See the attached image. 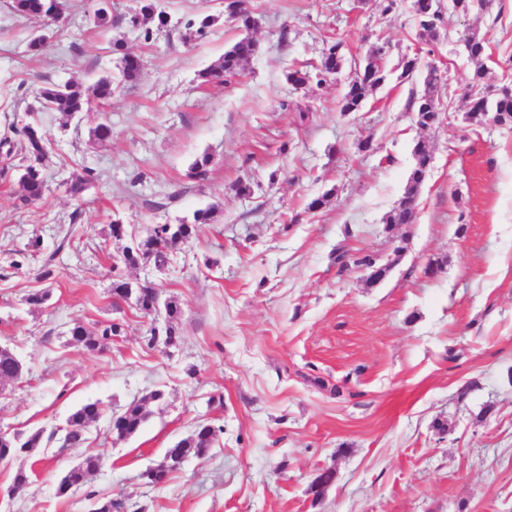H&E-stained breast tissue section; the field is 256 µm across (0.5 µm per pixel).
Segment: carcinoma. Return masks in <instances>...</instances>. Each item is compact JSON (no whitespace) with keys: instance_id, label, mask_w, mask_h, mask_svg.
<instances>
[{"instance_id":"carcinoma-1","label":"carcinoma","mask_w":512,"mask_h":512,"mask_svg":"<svg viewBox=\"0 0 512 512\" xmlns=\"http://www.w3.org/2000/svg\"><path fill=\"white\" fill-rule=\"evenodd\" d=\"M15 12L28 17L59 18L64 10V0H12ZM413 14L420 28V37L433 39L437 36L439 28L444 24V15L436 7L435 0H413ZM224 15L235 22L238 28L245 31L230 48L225 50L224 56L200 77L204 82H226L240 75L244 65L259 52L258 42L250 35V31L258 26V19L253 16L246 6V0H231L224 4ZM157 22V27L167 25L161 13L154 10V0H140L138 13L131 17V22L140 20ZM463 48L468 59L474 64V72L470 80L468 91L469 106L465 120L481 127L491 120L500 126L512 127V86L500 87L490 90L483 85L487 74L485 55L488 42L485 38L473 33L463 39ZM112 52L120 53L119 76H103L89 87L77 82L64 84H51L40 87L34 91V99L38 103V112H57L69 120L75 114L93 111L96 102L109 100L121 84H133L138 81L142 71L141 57L123 51L122 45L113 43ZM388 46L382 44L371 48L369 62L360 75L354 76L344 87L339 101L340 112H357L363 106L370 92L384 84L388 78L387 57ZM345 65L342 52V42L332 41L324 49L317 72L312 74L308 70L294 69L288 72L286 78L295 89L306 87L311 80L321 82L325 77L341 71ZM439 83V69L435 65L427 66L422 87L411 92L410 109L415 113L416 123L424 128L434 126L438 119L440 108L437 104L435 92ZM18 133L25 140V151L29 163L21 166L18 178V199L24 204L34 203L43 198L47 182L43 173V162L48 154L49 139L41 127L34 121L25 124ZM414 165L407 179V187L398 205L386 216L387 224H413L417 217L415 199L419 186L423 182L433 159V151L429 142L419 140L413 147ZM209 157L203 155L197 158L189 167L188 177L203 181L208 176ZM210 220V211L198 210L194 213L193 222L189 224H156L149 229L147 235L132 246L123 248L120 257L121 263L133 267L142 260H152L157 267H165L173 260V247L196 235L199 225L207 224ZM162 293L149 286H141L134 291V302L137 309L145 317L151 318L147 345L155 346L157 343H167L177 338L175 320L181 314L177 301L171 297L164 299L162 305L167 320L157 325V319L152 317L155 301L161 298ZM122 325L112 322L100 329L91 330L83 322L77 321L70 329L71 339L89 351H101L107 348L112 338L121 335ZM22 366L8 349L0 350V381L5 383L20 379ZM162 399V393L156 391L148 396L133 401L119 413L111 425V432L115 440L122 441L135 435L147 421L150 411L148 402H157ZM103 413L101 402L88 400L72 412L67 421L66 435L63 445H73L82 439L83 434L91 423L97 421ZM217 436V430L210 424L202 423L188 436L178 440L176 444L166 449L164 460L158 465L151 485H158L189 456H202L212 447ZM53 436H44V430L37 429L27 435L13 433L12 442L8 445L0 443V461L9 460L17 455H24L30 459L41 460L46 456ZM98 459L87 457L80 464L70 468L61 477L58 485L60 494H67L74 487H82L89 476L96 470Z\"/></svg>"}]
</instances>
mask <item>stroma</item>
<instances>
[{"instance_id":"1","label":"stroma","mask_w":512,"mask_h":512,"mask_svg":"<svg viewBox=\"0 0 512 512\" xmlns=\"http://www.w3.org/2000/svg\"><path fill=\"white\" fill-rule=\"evenodd\" d=\"M412 3L385 14L373 0H248L261 52L219 84L200 73L240 31L214 0H156L169 25L149 40L130 22L138 0H66L43 56L29 41L44 21L0 0V134L27 122L36 88L117 74L113 42L143 60L99 111L37 113L51 143L42 200L21 205L0 178V345L25 366L0 390V428L62 427L88 400L104 409L75 447L0 463V512H90L111 497L127 512H512V128L465 122L474 66L460 44L485 36L487 83L512 77V0L497 16H448L429 42ZM104 5L109 22L95 26ZM203 13L215 20L200 36L187 23ZM336 39L350 61L385 42L389 67L415 53L435 63L440 123L416 124L412 84L395 75L345 114L344 75L293 89L287 73L317 65ZM100 122L109 140L94 137ZM421 139L433 159L417 220L385 223ZM204 154L199 183L187 172ZM76 175L88 180L79 202L67 191ZM240 180L250 194L235 191ZM201 209L210 223L168 268H114L125 240ZM115 222L124 240L110 236ZM340 248L374 255L384 279L340 267ZM117 274L178 300L176 347L147 345L151 321L115 302ZM45 288L47 302L26 303ZM78 320L124 332L90 351L69 335ZM155 390L164 397L140 431L113 440V412ZM201 423L219 429L208 453L144 485L141 472ZM89 456L87 485L58 494ZM326 468L335 480L317 500L308 487ZM20 470L29 488L8 497Z\"/></svg>"}]
</instances>
